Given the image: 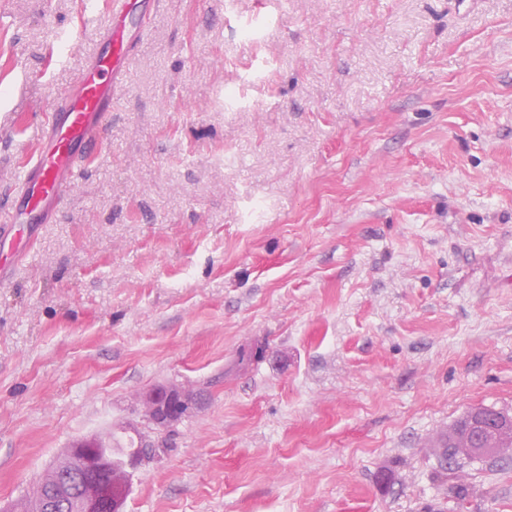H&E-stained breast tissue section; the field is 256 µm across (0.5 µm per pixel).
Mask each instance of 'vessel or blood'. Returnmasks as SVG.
Here are the masks:
<instances>
[{
	"instance_id": "1",
	"label": "vessel or blood",
	"mask_w": 512,
	"mask_h": 512,
	"mask_svg": "<svg viewBox=\"0 0 512 512\" xmlns=\"http://www.w3.org/2000/svg\"><path fill=\"white\" fill-rule=\"evenodd\" d=\"M146 0H110L101 47L82 67L42 123L37 149L0 204V238L21 224L52 223L75 188L87 161L100 150L117 89L133 60V45L146 33Z\"/></svg>"
}]
</instances>
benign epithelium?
<instances>
[{
  "instance_id": "1",
  "label": "benign epithelium",
  "mask_w": 512,
  "mask_h": 512,
  "mask_svg": "<svg viewBox=\"0 0 512 512\" xmlns=\"http://www.w3.org/2000/svg\"><path fill=\"white\" fill-rule=\"evenodd\" d=\"M151 409L148 420L164 427L194 409L198 402L184 396L174 386H158L145 395ZM98 438L82 436L68 448L72 468L56 482L54 496L41 504L36 512H123L133 473L147 454L134 455L123 464V474L108 479L101 476L104 459L96 453Z\"/></svg>"
}]
</instances>
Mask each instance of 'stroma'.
<instances>
[{
	"mask_svg": "<svg viewBox=\"0 0 512 512\" xmlns=\"http://www.w3.org/2000/svg\"><path fill=\"white\" fill-rule=\"evenodd\" d=\"M85 2L0 0V200L98 45ZM19 233L0 512L121 427L151 449L124 512H512V454H435L512 410V0H160L98 157ZM158 385L201 404L155 426Z\"/></svg>",
	"mask_w": 512,
	"mask_h": 512,
	"instance_id": "stroma-1",
	"label": "stroma"
}]
</instances>
